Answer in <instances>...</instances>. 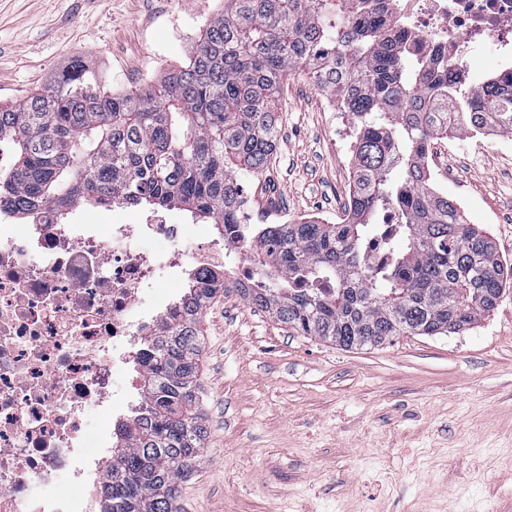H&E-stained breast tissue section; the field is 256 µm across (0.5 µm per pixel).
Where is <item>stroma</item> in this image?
Here are the masks:
<instances>
[{"mask_svg": "<svg viewBox=\"0 0 512 512\" xmlns=\"http://www.w3.org/2000/svg\"><path fill=\"white\" fill-rule=\"evenodd\" d=\"M224 0H0V105L74 60L106 89L188 63ZM302 72L281 93L277 152L242 179L289 220L341 223L344 125ZM436 189L512 262V134L433 147ZM206 440L177 512H512V286L471 330L344 350L300 336L226 289L201 323Z\"/></svg>", "mask_w": 512, "mask_h": 512, "instance_id": "obj_1", "label": "stroma"}]
</instances>
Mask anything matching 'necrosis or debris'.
I'll list each match as a JSON object with an SVG mask.
<instances>
[{
  "instance_id": "necrosis-or-debris-1",
  "label": "necrosis or debris",
  "mask_w": 512,
  "mask_h": 512,
  "mask_svg": "<svg viewBox=\"0 0 512 512\" xmlns=\"http://www.w3.org/2000/svg\"><path fill=\"white\" fill-rule=\"evenodd\" d=\"M413 57L456 55L470 68L478 45L494 48V68L512 76V0H389ZM110 204L41 206L26 221L0 215V512H92L99 476L86 448L109 445L111 415L135 420L143 400L140 359L191 277L239 262L237 289L254 285L244 241L207 239L185 249L191 230L165 214L103 223ZM169 244L142 252L139 238ZM180 291L157 287L158 277ZM100 407L97 435L83 420Z\"/></svg>"
}]
</instances>
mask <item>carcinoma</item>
Returning a JSON list of instances; mask_svg holds the SVG:
<instances>
[{"label": "carcinoma", "mask_w": 512, "mask_h": 512, "mask_svg": "<svg viewBox=\"0 0 512 512\" xmlns=\"http://www.w3.org/2000/svg\"><path fill=\"white\" fill-rule=\"evenodd\" d=\"M385 2L224 0L187 66L122 93L73 64L0 106V142L13 149L0 208L178 207L232 238L247 205L239 178L268 166L282 85L301 69L356 126L347 218L246 231L257 285L245 299L346 350L472 328L497 305L512 267L437 195L423 155L450 133L511 134L512 91L495 76L465 88L446 55L407 56ZM386 210L398 223L371 263L362 245ZM222 288V277L194 279L147 355L145 403L106 466L103 512H176L180 481L204 448L197 348L204 307Z\"/></svg>", "instance_id": "cac0c4a2"}]
</instances>
